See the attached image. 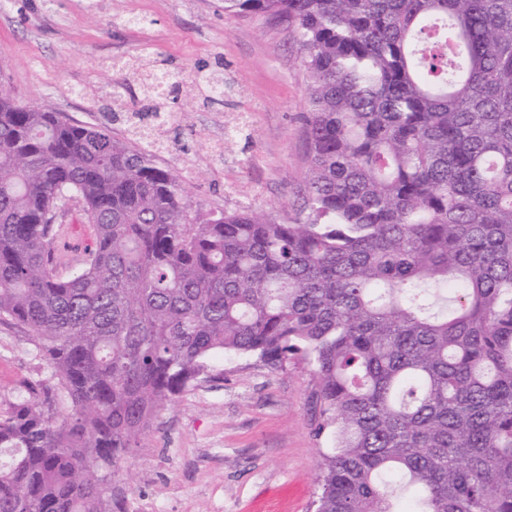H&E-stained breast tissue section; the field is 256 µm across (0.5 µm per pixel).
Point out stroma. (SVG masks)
Instances as JSON below:
<instances>
[{
    "label": "stroma",
    "instance_id": "1",
    "mask_svg": "<svg viewBox=\"0 0 512 512\" xmlns=\"http://www.w3.org/2000/svg\"><path fill=\"white\" fill-rule=\"evenodd\" d=\"M182 76L154 162L202 213L304 205L307 73L286 25L224 0H0V84L21 104L133 140L152 74ZM224 82L209 101L208 83ZM48 369L0 321V412ZM307 366L227 355L160 410L111 479L126 512H314L320 452Z\"/></svg>",
    "mask_w": 512,
    "mask_h": 512
}]
</instances>
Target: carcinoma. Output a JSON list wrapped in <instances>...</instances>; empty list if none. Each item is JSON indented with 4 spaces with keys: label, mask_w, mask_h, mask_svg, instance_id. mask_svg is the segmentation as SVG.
<instances>
[{
    "label": "carcinoma",
    "mask_w": 512,
    "mask_h": 512,
    "mask_svg": "<svg viewBox=\"0 0 512 512\" xmlns=\"http://www.w3.org/2000/svg\"><path fill=\"white\" fill-rule=\"evenodd\" d=\"M308 75L305 206L203 215L152 150L0 88V512H126L114 468L224 355L314 381L316 512H512V0H224ZM92 228L67 276L59 219ZM29 328L0 321V412H7L25 385L48 369L34 351Z\"/></svg>",
    "instance_id": "carcinoma-1"
}]
</instances>
